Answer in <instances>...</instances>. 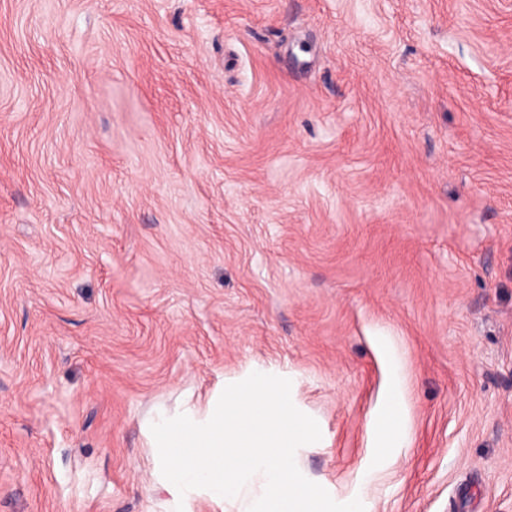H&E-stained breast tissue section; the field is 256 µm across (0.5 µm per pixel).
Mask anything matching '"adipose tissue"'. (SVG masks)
<instances>
[{"mask_svg": "<svg viewBox=\"0 0 512 512\" xmlns=\"http://www.w3.org/2000/svg\"><path fill=\"white\" fill-rule=\"evenodd\" d=\"M376 347L386 363L387 383L384 397L369 421L370 445L385 459L393 449L409 444L407 412L402 397L401 367L389 336H378Z\"/></svg>", "mask_w": 512, "mask_h": 512, "instance_id": "1", "label": "adipose tissue"}]
</instances>
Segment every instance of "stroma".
Listing matches in <instances>:
<instances>
[{
    "label": "stroma",
    "instance_id": "stroma-1",
    "mask_svg": "<svg viewBox=\"0 0 512 512\" xmlns=\"http://www.w3.org/2000/svg\"><path fill=\"white\" fill-rule=\"evenodd\" d=\"M255 367L336 502L512 512V0H0V512H175L143 421ZM376 347L386 363L384 397L369 421L370 447L381 458L390 457L393 448L408 446L407 412L402 397V373L390 336H376Z\"/></svg>",
    "mask_w": 512,
    "mask_h": 512
}]
</instances>
